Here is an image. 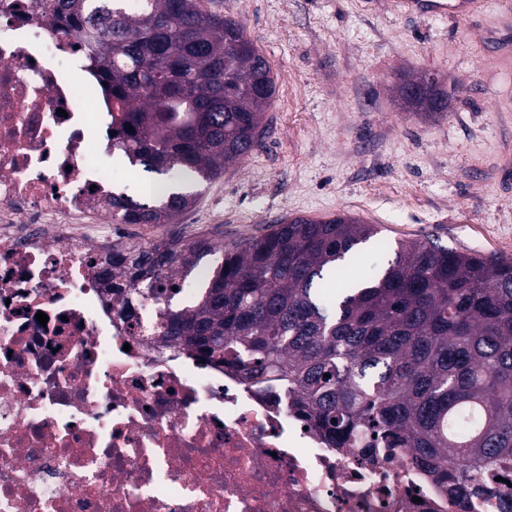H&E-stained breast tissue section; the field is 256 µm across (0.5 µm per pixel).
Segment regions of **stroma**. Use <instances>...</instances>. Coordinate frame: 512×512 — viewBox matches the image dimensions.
Listing matches in <instances>:
<instances>
[{"label": "stroma", "instance_id": "obj_1", "mask_svg": "<svg viewBox=\"0 0 512 512\" xmlns=\"http://www.w3.org/2000/svg\"><path fill=\"white\" fill-rule=\"evenodd\" d=\"M239 21L276 80L264 137L220 176L190 185L178 234L232 244L286 217L348 214L383 237H429L512 259V61L485 49L512 40V14L482 0L477 16L403 13L396 0H210ZM438 71L450 111L404 112L389 81Z\"/></svg>", "mask_w": 512, "mask_h": 512}]
</instances>
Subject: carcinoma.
Listing matches in <instances>:
<instances>
[{
    "instance_id": "1",
    "label": "carcinoma",
    "mask_w": 512,
    "mask_h": 512,
    "mask_svg": "<svg viewBox=\"0 0 512 512\" xmlns=\"http://www.w3.org/2000/svg\"><path fill=\"white\" fill-rule=\"evenodd\" d=\"M39 0L82 37L112 95V151L175 189L158 204L123 193L126 224H166L262 137L275 95L244 28L201 0ZM133 131H127V126ZM373 224L294 217L232 246L172 238L112 246L106 281L158 307V335L244 381L288 383L295 409L333 448H404L466 503L512 470V260L419 238L373 248L393 258L356 273ZM220 265L195 286L200 261ZM336 281V293L321 291ZM177 290H172V287ZM190 292L187 301L174 304Z\"/></svg>"
}]
</instances>
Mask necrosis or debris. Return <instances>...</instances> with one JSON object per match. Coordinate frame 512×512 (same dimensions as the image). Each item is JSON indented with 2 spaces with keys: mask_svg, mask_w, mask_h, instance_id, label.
Segmentation results:
<instances>
[{
  "mask_svg": "<svg viewBox=\"0 0 512 512\" xmlns=\"http://www.w3.org/2000/svg\"><path fill=\"white\" fill-rule=\"evenodd\" d=\"M35 2L0 0V512H465L404 450L329 447L289 386L159 344L153 303L124 321L112 101Z\"/></svg>",
  "mask_w": 512,
  "mask_h": 512,
  "instance_id": "4bbe7bcc",
  "label": "necrosis or debris"
}]
</instances>
